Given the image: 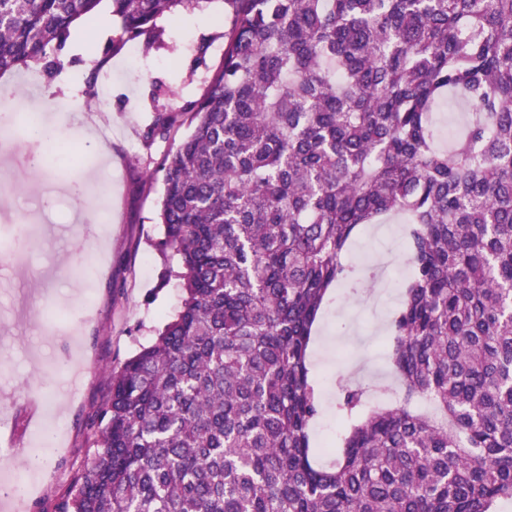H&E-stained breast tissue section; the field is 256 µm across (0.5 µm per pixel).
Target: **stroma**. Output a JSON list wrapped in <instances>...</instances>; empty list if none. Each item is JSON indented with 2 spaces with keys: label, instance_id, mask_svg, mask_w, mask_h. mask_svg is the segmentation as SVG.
<instances>
[{
  "label": "stroma",
  "instance_id": "obj_1",
  "mask_svg": "<svg viewBox=\"0 0 512 512\" xmlns=\"http://www.w3.org/2000/svg\"><path fill=\"white\" fill-rule=\"evenodd\" d=\"M161 47L140 50L138 64L127 52L111 54L118 33L108 6L76 25L59 50L60 68L0 75V99L15 117L7 130L11 153L0 161V414L12 420L0 436V458L16 477L34 478L23 512H55L58 497L82 473L93 454L92 425L108 399L112 372L177 310L181 289L165 279L175 265L160 253L156 215L163 187L149 175L188 126L170 140L146 142L156 110L178 111L199 99L204 78L223 55L224 8L162 18ZM106 58L101 71L96 59ZM97 73L99 104L85 111V80ZM60 131L66 158L51 161L45 141L27 132L30 112ZM347 263H391L406 276L403 224L392 218L368 227L353 240ZM401 290L386 280L375 294L334 289L318 320L327 339L312 356L323 387L316 442L336 439L338 380L373 384L388 380L386 325ZM53 403L63 431L49 451L31 459L42 444L41 427L29 424V404Z\"/></svg>",
  "mask_w": 512,
  "mask_h": 512
}]
</instances>
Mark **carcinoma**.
<instances>
[{
    "instance_id": "obj_1",
    "label": "carcinoma",
    "mask_w": 512,
    "mask_h": 512,
    "mask_svg": "<svg viewBox=\"0 0 512 512\" xmlns=\"http://www.w3.org/2000/svg\"><path fill=\"white\" fill-rule=\"evenodd\" d=\"M213 0H109L112 52ZM158 250L179 310L112 373L90 464L57 512H499L512 501V0H223ZM101 0H0V74L54 57ZM464 133L438 143L446 98ZM404 218L388 333L405 389L342 387L328 465L309 351L354 236Z\"/></svg>"
}]
</instances>
